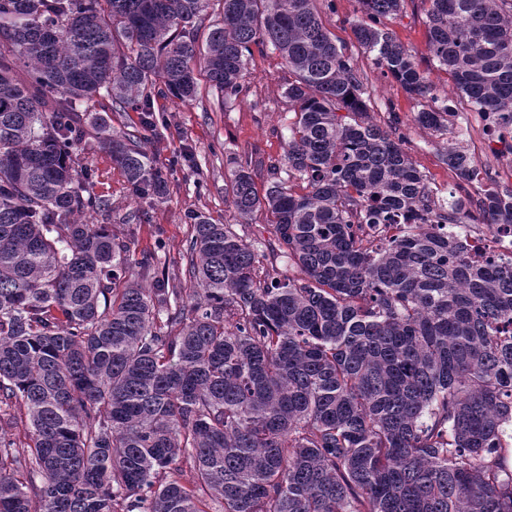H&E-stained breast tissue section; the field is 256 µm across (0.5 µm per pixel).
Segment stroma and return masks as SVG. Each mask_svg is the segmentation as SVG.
<instances>
[{"mask_svg":"<svg viewBox=\"0 0 512 512\" xmlns=\"http://www.w3.org/2000/svg\"><path fill=\"white\" fill-rule=\"evenodd\" d=\"M425 0H405L401 13L387 17L386 28L406 47L422 58L435 97H455L447 74L430 58L426 38ZM324 26L337 45L357 60L364 76L370 120L382 127L397 124L409 141V153L417 168L427 176L435 198L447 200L457 178L444 162V154L454 142H461L478 167L496 170L502 184L512 186V155L495 154L496 146L481 117L464 115L466 132L457 136L439 134L419 126L415 115L424 101L409 96L393 79L383 77L371 55L364 53L354 32L360 18L358 0H335L334 9L320 8ZM198 96L191 102L156 99V107L166 110L171 126L162 130L161 139L149 146L158 165H167L173 151L188 149L192 163L174 171L164 202L147 203L132 197L124 175L102 152L86 151L84 162L94 173V191L109 199L111 217L95 216V223H110L114 235L128 242L129 272L139 275L140 261L152 255L158 261L177 260L191 234L185 216L203 212L218 224L232 225L237 234L254 245L269 237L263 214L242 221L224 198L239 166L250 162L255 186L265 191L270 175L267 166L281 158L295 120L284 91L290 74L278 52L271 46L255 45L247 60L245 83L248 91L237 99L221 102L211 89L204 71H197Z\"/></svg>","mask_w":512,"mask_h":512,"instance_id":"35a3bbf8","label":"stroma"}]
</instances>
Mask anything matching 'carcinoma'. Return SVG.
Returning a JSON list of instances; mask_svg holds the SVG:
<instances>
[{
  "label": "carcinoma",
  "instance_id": "cac0c4a2",
  "mask_svg": "<svg viewBox=\"0 0 512 512\" xmlns=\"http://www.w3.org/2000/svg\"><path fill=\"white\" fill-rule=\"evenodd\" d=\"M209 2L0 0V407L30 426L22 448L0 432V512H512V259L448 233L512 227V188L453 144L465 196L436 200L406 138L368 121L316 0H222L202 50ZM359 2L357 42L427 97L381 27L403 0ZM425 2L432 59L512 154V0ZM256 43L288 67L295 121L264 194L247 165L228 194L277 248L192 211L184 281L148 260L126 277L127 242L86 222L112 213L78 159L87 128L134 198L163 201L180 156L147 150L167 124L153 97L195 99L199 61L238 97ZM103 92L140 129L89 114Z\"/></svg>",
  "mask_w": 512,
  "mask_h": 512
}]
</instances>
